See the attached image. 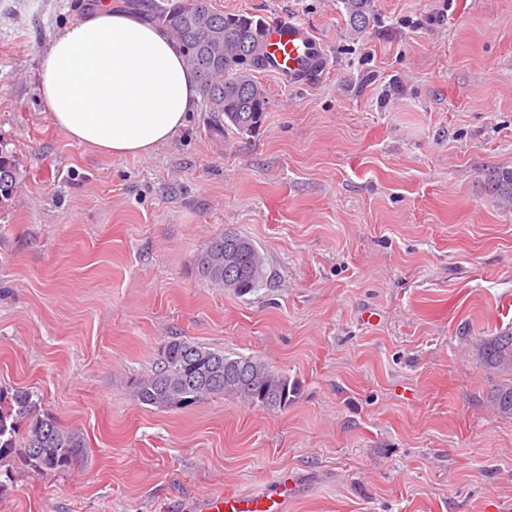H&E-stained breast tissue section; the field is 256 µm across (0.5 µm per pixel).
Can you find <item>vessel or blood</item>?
<instances>
[{"label": "vessel or blood", "instance_id": "obj_1", "mask_svg": "<svg viewBox=\"0 0 512 512\" xmlns=\"http://www.w3.org/2000/svg\"><path fill=\"white\" fill-rule=\"evenodd\" d=\"M266 51L269 74L288 77L294 84H307L327 67V53L310 25L291 14L271 13L266 20ZM290 487L280 479L274 491L227 493L190 499L178 512H288Z\"/></svg>", "mask_w": 512, "mask_h": 512}]
</instances>
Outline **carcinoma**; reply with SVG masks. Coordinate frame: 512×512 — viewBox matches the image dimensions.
Instances as JSON below:
<instances>
[{
  "mask_svg": "<svg viewBox=\"0 0 512 512\" xmlns=\"http://www.w3.org/2000/svg\"><path fill=\"white\" fill-rule=\"evenodd\" d=\"M373 0H343L350 29L358 35L370 23ZM135 11L148 8V18L163 26L183 49L186 64L198 75L212 129L222 135H244L255 130L267 109L256 74L266 70L264 20L248 13H224L209 8L207 0H175L166 5L130 0ZM15 160L0 152V203L18 188ZM501 203L512 205V170L502 171L491 183ZM239 244V265L232 276L235 291L247 294L262 285L264 260L250 239L231 235ZM198 274L224 287V236L209 241L197 259ZM481 365L510 375L490 395L500 417H512V331L482 339L476 346ZM132 393L139 403L158 409H182L213 396L235 397L267 409L286 408L297 393L288 375L254 357H231L184 336L167 341L160 367L135 378ZM85 448L81 433L63 427L55 417L38 411V402L26 389L0 387V458L20 452L37 472L66 471Z\"/></svg>",
  "mask_w": 512,
  "mask_h": 512,
  "instance_id": "carcinoma-1",
  "label": "carcinoma"
}]
</instances>
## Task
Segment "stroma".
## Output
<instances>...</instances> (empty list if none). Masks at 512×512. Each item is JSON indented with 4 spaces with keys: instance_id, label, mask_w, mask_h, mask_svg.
Listing matches in <instances>:
<instances>
[{
    "instance_id": "obj_1",
    "label": "stroma",
    "mask_w": 512,
    "mask_h": 512,
    "mask_svg": "<svg viewBox=\"0 0 512 512\" xmlns=\"http://www.w3.org/2000/svg\"><path fill=\"white\" fill-rule=\"evenodd\" d=\"M90 0H0V386L82 433L70 469L0 459V512H162L274 488L288 512H498L512 418L473 354L512 331V0H208L307 21L314 83L262 74L252 133L204 108L146 156L69 140L39 96L41 56ZM249 237L266 281L240 295L197 272L214 237ZM185 336L299 386L285 409L215 395L184 409L130 384ZM372 2L373 0H343L353 34L362 33L369 25L373 8ZM19 171L15 160L0 152V203L9 199L18 188Z\"/></svg>"
}]
</instances>
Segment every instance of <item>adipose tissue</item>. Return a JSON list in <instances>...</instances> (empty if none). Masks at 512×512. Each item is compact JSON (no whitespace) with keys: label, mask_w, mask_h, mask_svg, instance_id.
<instances>
[{"label":"adipose tissue","mask_w":512,"mask_h":512,"mask_svg":"<svg viewBox=\"0 0 512 512\" xmlns=\"http://www.w3.org/2000/svg\"><path fill=\"white\" fill-rule=\"evenodd\" d=\"M38 92L68 139L117 157L170 141L201 100L179 43L111 0L50 41Z\"/></svg>","instance_id":"adipose-tissue-1"}]
</instances>
